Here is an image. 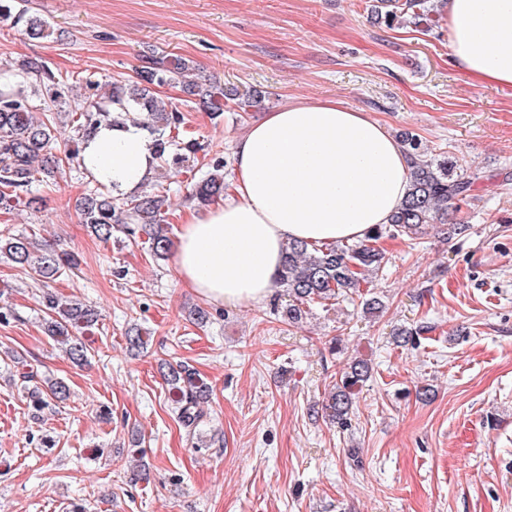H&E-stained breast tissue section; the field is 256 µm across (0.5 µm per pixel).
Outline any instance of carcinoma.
Masks as SVG:
<instances>
[{"label": "carcinoma", "instance_id": "cac0c4a2", "mask_svg": "<svg viewBox=\"0 0 512 512\" xmlns=\"http://www.w3.org/2000/svg\"><path fill=\"white\" fill-rule=\"evenodd\" d=\"M433 12L431 0H404L387 11L385 19L391 24L399 16H408L420 25L429 21ZM0 22L10 23L30 39L53 34L45 19L25 10H14L11 0H0ZM136 75L135 81L122 76L112 79L107 97L92 100L86 106L78 104L69 110L73 114L71 120L51 124L36 117L34 100L44 94L52 106L64 104L63 76L38 57L23 58L5 70L4 81L0 83V208L9 210L12 203L22 201L31 194L35 182L56 180L63 164L79 162L84 141L94 129L120 119L137 121L154 135L156 157L178 167L189 162L202 146L196 140L178 142L170 138L171 131L183 123V115L177 106L160 102L152 92L154 86H180L188 95L187 102L215 118L223 114L226 100L243 111L261 103L257 92L228 87L203 74L181 56L151 59L136 69ZM61 142L65 143L64 155L58 156L54 150ZM401 143L406 147L410 163L409 186L390 223L378 225L355 244L333 242L317 247L290 240L284 245L275 282L288 291L285 315L289 322L302 321L306 315L303 306L339 297L352 301L357 296L364 312L379 311L382 308L379 298H365L360 293L365 274L380 270L385 263V253L374 243L386 235H421L425 226L448 216V206L458 211L472 197L474 182L454 174V164L448 158H423L412 136L403 137ZM91 182L94 189L82 197L78 210L81 222L96 237L105 242L110 240L112 230L120 224L129 235H146L154 257L168 254L171 239L164 196L148 189L134 196L106 193L105 186L96 178H91ZM225 188L224 160L219 158L206 177L195 185L192 197L206 206L224 196ZM0 258L24 267L32 279L44 284L76 265L70 253L48 242L36 250L33 240L24 235H0ZM43 305L47 335L66 345L65 353L71 361H88L89 350L80 333L96 325L95 309L82 302L62 306L49 291L43 294ZM162 376L172 395L178 421L188 434L195 435L204 422L205 413L200 404L207 399L208 387L200 381L196 370L183 362L163 365ZM370 376L371 366L364 360L353 361L342 372L335 390L322 406L329 420L347 426L354 392ZM68 395L69 386L61 379L28 389L30 402L38 410Z\"/></svg>", "mask_w": 512, "mask_h": 512}]
</instances>
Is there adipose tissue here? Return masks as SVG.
Listing matches in <instances>:
<instances>
[{"label": "adipose tissue", "instance_id": "obj_1", "mask_svg": "<svg viewBox=\"0 0 512 512\" xmlns=\"http://www.w3.org/2000/svg\"><path fill=\"white\" fill-rule=\"evenodd\" d=\"M447 16L453 65L475 83L512 87V0H448ZM80 162L114 192L131 191L154 165L152 143L133 123L104 125L84 142ZM408 173L385 127L341 102L267 113L236 144L223 202L189 212L177 240L178 273L208 300L260 303L285 242L364 239L400 207Z\"/></svg>", "mask_w": 512, "mask_h": 512}]
</instances>
